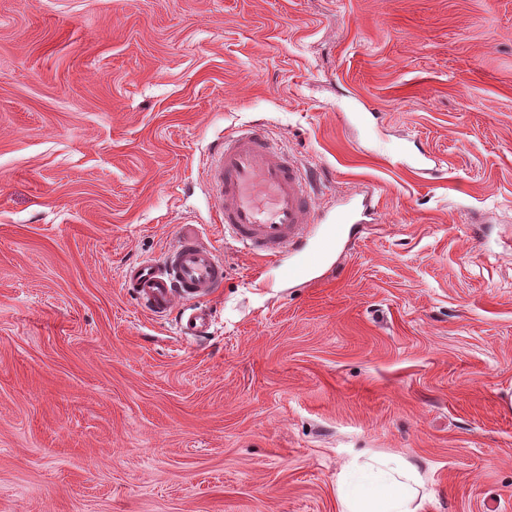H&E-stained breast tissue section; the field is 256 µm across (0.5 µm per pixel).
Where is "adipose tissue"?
Returning <instances> with one entry per match:
<instances>
[{"label": "adipose tissue", "instance_id": "adipose-tissue-1", "mask_svg": "<svg viewBox=\"0 0 512 512\" xmlns=\"http://www.w3.org/2000/svg\"><path fill=\"white\" fill-rule=\"evenodd\" d=\"M418 468L399 455L348 463L336 479L339 512H420Z\"/></svg>", "mask_w": 512, "mask_h": 512}]
</instances>
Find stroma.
Instances as JSON below:
<instances>
[{
  "label": "stroma",
  "mask_w": 512,
  "mask_h": 512,
  "mask_svg": "<svg viewBox=\"0 0 512 512\" xmlns=\"http://www.w3.org/2000/svg\"><path fill=\"white\" fill-rule=\"evenodd\" d=\"M371 199L359 237L224 241L243 125ZM196 225L211 333L127 268ZM512 0H0V512H338L416 463L422 512H512ZM418 468L400 455L348 463L336 479L339 512H419Z\"/></svg>",
  "instance_id": "1"
}]
</instances>
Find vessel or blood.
Returning <instances> with one entry per match:
<instances>
[{
  "mask_svg": "<svg viewBox=\"0 0 512 512\" xmlns=\"http://www.w3.org/2000/svg\"><path fill=\"white\" fill-rule=\"evenodd\" d=\"M207 170L215 212L234 243L265 258L307 247L315 221V181L270 140L265 128L248 125L225 135L212 147ZM361 212L359 204L350 202L336 212L328 246H335L344 225L358 223ZM223 282L222 259L191 224L183 225L178 244L163 261L132 265L125 280L154 316H165L177 301H187L179 318L187 336L208 334L211 311L202 300Z\"/></svg>",
  "mask_w": 512,
  "mask_h": 512,
  "instance_id": "vessel-or-blood-1",
  "label": "vessel or blood"
}]
</instances>
